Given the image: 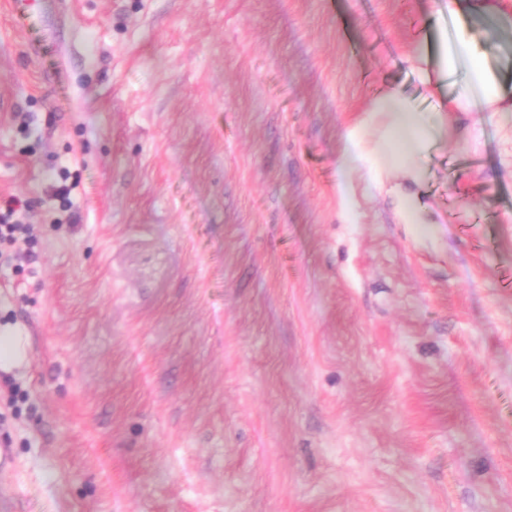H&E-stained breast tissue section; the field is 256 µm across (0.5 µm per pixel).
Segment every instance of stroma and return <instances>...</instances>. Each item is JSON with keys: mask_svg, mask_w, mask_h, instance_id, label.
I'll use <instances>...</instances> for the list:
<instances>
[{"mask_svg": "<svg viewBox=\"0 0 512 512\" xmlns=\"http://www.w3.org/2000/svg\"><path fill=\"white\" fill-rule=\"evenodd\" d=\"M444 0H0V512H512V112L402 62ZM397 84L440 216L339 217ZM25 359V337L19 329L0 334V368L10 369Z\"/></svg>", "mask_w": 512, "mask_h": 512, "instance_id": "obj_1", "label": "stroma"}]
</instances>
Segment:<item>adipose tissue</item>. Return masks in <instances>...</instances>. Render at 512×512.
Returning a JSON list of instances; mask_svg holds the SVG:
<instances>
[{
	"mask_svg": "<svg viewBox=\"0 0 512 512\" xmlns=\"http://www.w3.org/2000/svg\"><path fill=\"white\" fill-rule=\"evenodd\" d=\"M438 63L415 46L405 56L408 71L437 101L441 112H512V85L502 82L469 31L440 33ZM440 133L438 125L418 112L401 87L391 85L371 100L363 116L345 127L336 150V197L344 223L358 219L360 198L379 193L392 170L407 186L393 193V215L399 224H433L437 218L417 187L423 173L416 160Z\"/></svg>",
	"mask_w": 512,
	"mask_h": 512,
	"instance_id": "ef3b65f1",
	"label": "adipose tissue"
}]
</instances>
